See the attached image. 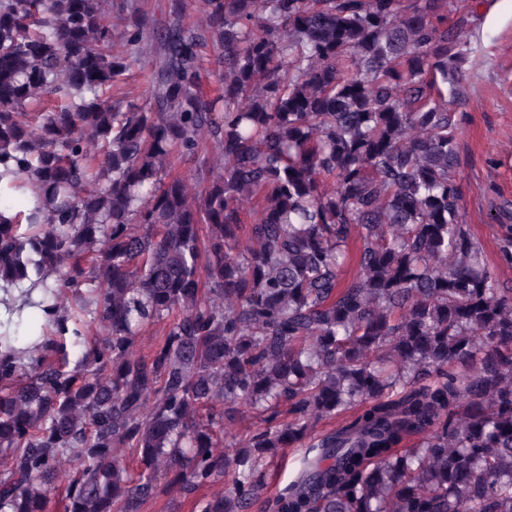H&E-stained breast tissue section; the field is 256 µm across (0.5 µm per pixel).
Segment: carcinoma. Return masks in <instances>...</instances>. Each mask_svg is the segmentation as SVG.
I'll return each mask as SVG.
<instances>
[{"label": "carcinoma", "instance_id": "cac0c4a2", "mask_svg": "<svg viewBox=\"0 0 512 512\" xmlns=\"http://www.w3.org/2000/svg\"><path fill=\"white\" fill-rule=\"evenodd\" d=\"M196 2L204 26L172 0L158 29L131 0H0V512L62 479L65 512H140L161 471L227 474L201 512H243L296 445L269 512H512V285L443 93L473 8ZM205 141L192 198L171 169ZM246 410L265 426L222 451ZM305 448L293 447L286 448L285 457L282 460H275L274 463L266 466L267 477L266 485L262 498L257 501L250 509L244 512H264L262 510L263 500L274 495L288 485V482L294 476V467L296 460L303 453Z\"/></svg>", "mask_w": 512, "mask_h": 512}]
</instances>
